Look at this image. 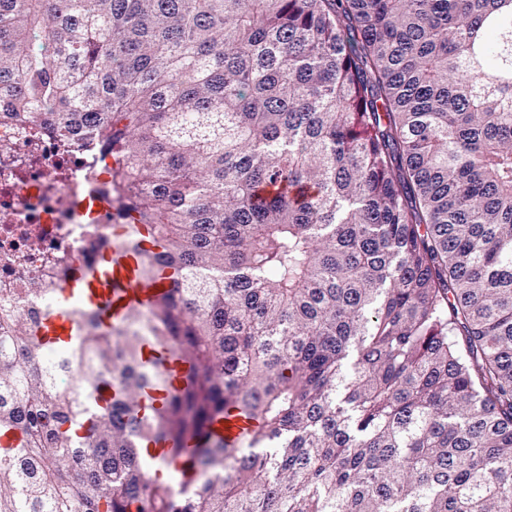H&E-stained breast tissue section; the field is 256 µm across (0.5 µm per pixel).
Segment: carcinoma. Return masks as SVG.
Listing matches in <instances>:
<instances>
[{"label":"carcinoma","instance_id":"cac0c4a2","mask_svg":"<svg viewBox=\"0 0 512 512\" xmlns=\"http://www.w3.org/2000/svg\"><path fill=\"white\" fill-rule=\"evenodd\" d=\"M4 118L173 275L54 348L0 310V512H512V0H0ZM162 368L166 373L165 386L153 390L150 395L153 399V406L160 408L162 401L166 399L174 390L182 385L183 377L187 372V366L174 353L167 352L163 356ZM248 430V423L233 415L218 417L209 429L210 440H223L228 445L239 442Z\"/></svg>","mask_w":512,"mask_h":512}]
</instances>
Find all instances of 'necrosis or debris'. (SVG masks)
<instances>
[{"label": "necrosis or debris", "mask_w": 512, "mask_h": 512, "mask_svg": "<svg viewBox=\"0 0 512 512\" xmlns=\"http://www.w3.org/2000/svg\"><path fill=\"white\" fill-rule=\"evenodd\" d=\"M111 179V156L0 121V307L43 316L69 305L62 286L73 265L118 236L111 209L99 207Z\"/></svg>", "instance_id": "necrosis-or-debris-1"}]
</instances>
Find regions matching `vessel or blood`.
Returning <instances> with one entry per match:
<instances>
[{
	"instance_id": "1",
	"label": "vessel or blood",
	"mask_w": 512,
	"mask_h": 512,
	"mask_svg": "<svg viewBox=\"0 0 512 512\" xmlns=\"http://www.w3.org/2000/svg\"><path fill=\"white\" fill-rule=\"evenodd\" d=\"M136 270V257L115 249L108 254L102 266L76 270L62 291L69 298L95 310L109 324L119 319L128 306L149 307L161 293L168 291L171 283L169 273H162L155 281L144 283L138 280ZM41 334L50 344L66 341L72 334L71 324L64 313L58 312L44 321ZM144 359L149 363L161 361L166 373L165 385L151 393L153 405L158 408L164 399L180 388L187 367L176 354L168 352L160 357L150 348L145 350ZM247 429V422L238 417H219L212 423L209 437L232 445L243 438Z\"/></svg>"
}]
</instances>
